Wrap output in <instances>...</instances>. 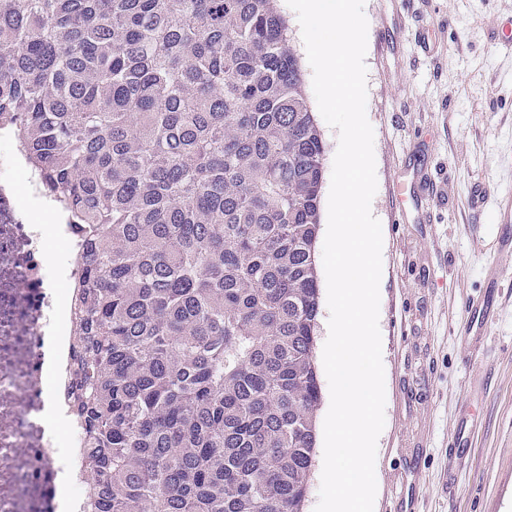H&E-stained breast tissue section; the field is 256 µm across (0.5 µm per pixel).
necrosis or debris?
<instances>
[{"mask_svg": "<svg viewBox=\"0 0 512 512\" xmlns=\"http://www.w3.org/2000/svg\"><path fill=\"white\" fill-rule=\"evenodd\" d=\"M35 178L18 149L0 154V512H83L93 483L79 428L61 402L74 371L73 298L84 242L72 226L31 223L14 181ZM61 235L66 251L52 258Z\"/></svg>", "mask_w": 512, "mask_h": 512, "instance_id": "obj_1", "label": "necrosis or debris"}]
</instances>
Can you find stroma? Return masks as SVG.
Returning a JSON list of instances; mask_svg holds the SVG:
<instances>
[{
    "instance_id": "1",
    "label": "stroma",
    "mask_w": 512,
    "mask_h": 512,
    "mask_svg": "<svg viewBox=\"0 0 512 512\" xmlns=\"http://www.w3.org/2000/svg\"><path fill=\"white\" fill-rule=\"evenodd\" d=\"M366 115L383 233L385 427L374 512H512V284L485 336L466 311L512 273V0H365ZM459 436L466 447L449 451Z\"/></svg>"
}]
</instances>
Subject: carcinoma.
<instances>
[{
	"instance_id": "carcinoma-1",
	"label": "carcinoma",
	"mask_w": 512,
	"mask_h": 512,
	"mask_svg": "<svg viewBox=\"0 0 512 512\" xmlns=\"http://www.w3.org/2000/svg\"><path fill=\"white\" fill-rule=\"evenodd\" d=\"M0 122L86 241L87 512H304L326 146L279 0H0Z\"/></svg>"
}]
</instances>
